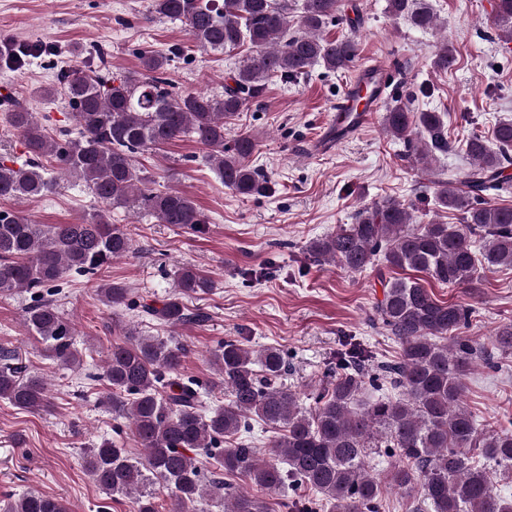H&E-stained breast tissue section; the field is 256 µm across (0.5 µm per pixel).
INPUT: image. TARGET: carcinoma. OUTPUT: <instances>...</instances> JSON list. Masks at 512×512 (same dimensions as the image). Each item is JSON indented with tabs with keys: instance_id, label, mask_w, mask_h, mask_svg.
Instances as JSON below:
<instances>
[{
	"instance_id": "1",
	"label": "carcinoma",
	"mask_w": 512,
	"mask_h": 512,
	"mask_svg": "<svg viewBox=\"0 0 512 512\" xmlns=\"http://www.w3.org/2000/svg\"><path fill=\"white\" fill-rule=\"evenodd\" d=\"M386 9L415 28L437 26L423 0H387ZM150 14L183 24L205 51L247 45L252 55L219 95L175 90L167 71L178 50L143 52L141 71L121 78L117 86L107 69L88 74L69 66L46 91L64 101L75 122V131L63 130L58 138L44 125L46 115L40 119L21 106L7 115L28 160L17 168L0 160L1 201L46 197L59 179L71 178L105 205L76 223L50 226L35 224L16 209L0 210V295L35 291L34 304L25 310L27 330L43 342L46 357L67 368L80 364L76 331L43 293L60 294L71 274L94 275L133 252L131 234L111 222L107 209L143 211L160 224L189 230L206 223L187 194L151 188L138 155L188 137L207 150L224 187L244 197L264 194L267 177L248 164L255 139L240 133L226 140L224 120L263 97L274 79L307 76L317 65L347 71L358 57L354 38L323 35L329 22L359 23L346 15L342 0H303L294 25L288 20L289 0H151ZM491 23L512 40V0H494ZM40 51V45H11L0 64L20 68ZM453 60L445 41L433 65L445 71ZM383 129L407 146V158L417 165L425 167L454 150L441 113L414 112L401 100L385 112ZM493 136L492 144L481 136L466 141L463 152L470 167L463 179L437 181V207L458 212L460 223L423 224L414 204L386 198L361 209L355 223L311 242L310 261L352 272L382 262L388 269L423 273L459 287L473 286L483 265L512 267V207L490 201L509 191L504 171L512 165V119L498 121ZM213 288L208 273L186 266L176 274L174 292L158 306L135 299L124 284H102L98 295L141 321L178 327L207 320L202 312H189L183 299ZM471 315L470 305L437 300L417 278L387 281L369 321H380L394 337L400 357L377 363L362 343H349L337 353L331 381L315 393L309 409L277 383L287 369L280 349L255 351L233 339L212 353L218 383L230 399L207 409L203 383L180 374L186 347L145 336L130 324L125 340L108 353L103 377L112 394L102 404L128 419L144 454L133 461L105 439L87 449L86 471L106 492L130 498L133 512H207V501L221 495L224 483H203L191 456L197 450L217 451L224 471L246 473L262 492L291 486L312 493L314 510L296 500L284 504L297 512H379L386 487L418 490L416 512L423 506L432 512H512V499L495 487L499 478L512 480V431L480 424L464 406L461 377L483 359L496 366L485 344L462 335ZM490 345L512 351V322L497 329ZM13 360L11 351L0 348V400L18 410H46V382ZM369 388L381 395L358 404ZM253 420L284 430L274 448L285 465L258 458L240 441L221 447L224 438L250 430ZM382 448L397 457L384 478L368 462ZM159 487L171 490L169 503L161 501ZM5 512L67 509L56 497L27 493L9 502ZM224 512H269V507L263 496L241 490L224 503Z\"/></svg>"
}]
</instances>
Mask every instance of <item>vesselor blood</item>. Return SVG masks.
<instances>
[{
  "instance_id": "1",
  "label": "vessel or blood",
  "mask_w": 512,
  "mask_h": 512,
  "mask_svg": "<svg viewBox=\"0 0 512 512\" xmlns=\"http://www.w3.org/2000/svg\"><path fill=\"white\" fill-rule=\"evenodd\" d=\"M389 85L390 68L387 64L377 62L361 68L357 77L337 98L333 107L336 131L325 134L322 145H330L336 137H352L370 124L385 103Z\"/></svg>"
}]
</instances>
